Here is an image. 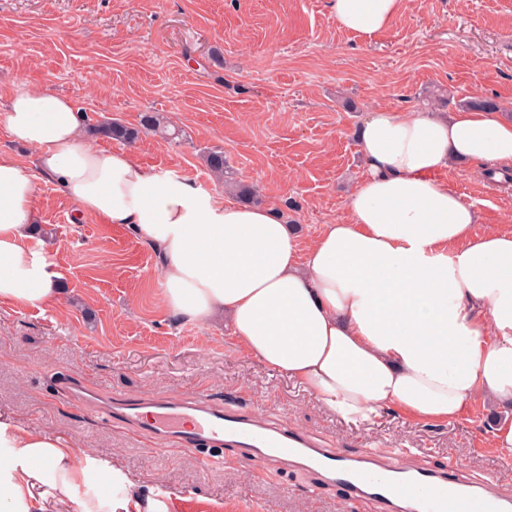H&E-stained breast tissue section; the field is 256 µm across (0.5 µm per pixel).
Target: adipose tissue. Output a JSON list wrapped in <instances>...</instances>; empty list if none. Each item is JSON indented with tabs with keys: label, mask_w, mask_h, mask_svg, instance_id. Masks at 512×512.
Listing matches in <instances>:
<instances>
[{
	"label": "adipose tissue",
	"mask_w": 512,
	"mask_h": 512,
	"mask_svg": "<svg viewBox=\"0 0 512 512\" xmlns=\"http://www.w3.org/2000/svg\"><path fill=\"white\" fill-rule=\"evenodd\" d=\"M406 0H330L369 42ZM0 130L35 149L0 152V301L56 302L58 273L29 248L37 177L80 213L122 224L163 261L162 304L198 324L225 314L244 354L288 375L328 410L366 419L394 407L416 420L460 418L476 401L512 405V235L473 231L478 215L438 171L479 161L512 171V119L373 109L358 139L366 164L346 218L302 244L275 206L218 201L82 132L65 96L22 86L0 102ZM108 492L79 500L92 474ZM167 512L116 463L0 418V512Z\"/></svg>",
	"instance_id": "ef3b65f1"
}]
</instances>
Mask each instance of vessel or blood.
I'll return each mask as SVG.
<instances>
[{
    "label": "vessel or blood",
    "mask_w": 512,
    "mask_h": 512,
    "mask_svg": "<svg viewBox=\"0 0 512 512\" xmlns=\"http://www.w3.org/2000/svg\"><path fill=\"white\" fill-rule=\"evenodd\" d=\"M81 397L103 418L167 438L177 448H236L259 460L314 470L340 488L357 512H512V494L491 480L465 481L451 462L407 468L372 455H344L317 447L300 432L203 402L109 400L87 391Z\"/></svg>",
    "instance_id": "vessel-or-blood-1"
}]
</instances>
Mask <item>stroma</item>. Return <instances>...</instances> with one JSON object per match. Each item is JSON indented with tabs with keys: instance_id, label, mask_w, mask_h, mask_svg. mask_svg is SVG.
Instances as JSON below:
<instances>
[{
	"instance_id": "1",
	"label": "stroma",
	"mask_w": 512,
	"mask_h": 512,
	"mask_svg": "<svg viewBox=\"0 0 512 512\" xmlns=\"http://www.w3.org/2000/svg\"><path fill=\"white\" fill-rule=\"evenodd\" d=\"M27 85L72 99L85 126L137 124L157 112L179 138L142 135L146 168L226 189L204 163L223 150L303 240L346 217L365 166L356 134L385 106L450 114L481 94L512 118V0H408L369 42L342 29L329 0H0V98ZM478 163L440 172L478 214L475 233L512 234V183L479 177ZM34 238L60 275L54 305L0 304V414L118 456L168 512H346L342 493L308 471L242 458L229 448H170L103 419L73 398L83 386L113 398L198 400L309 434L347 454L408 452L455 460L468 479L495 476L512 491V452L491 447L494 409L470 405L448 424L381 410L351 421L300 385L245 356L224 321L185 323L161 307V258L126 226L79 214L38 180Z\"/></svg>"
}]
</instances>
